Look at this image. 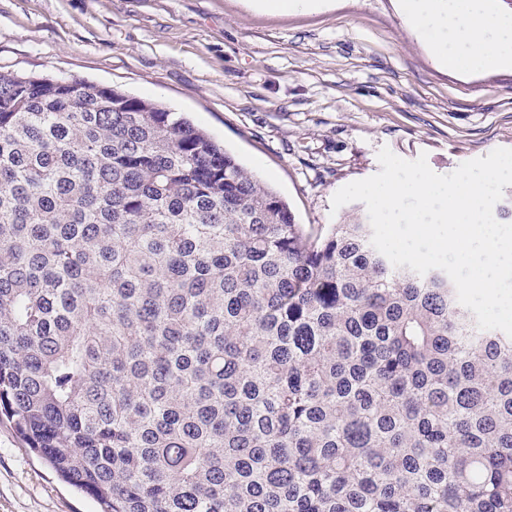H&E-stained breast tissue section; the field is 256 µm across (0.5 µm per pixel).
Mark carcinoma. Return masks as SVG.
Instances as JSON below:
<instances>
[{
    "label": "carcinoma",
    "instance_id": "1",
    "mask_svg": "<svg viewBox=\"0 0 512 512\" xmlns=\"http://www.w3.org/2000/svg\"><path fill=\"white\" fill-rule=\"evenodd\" d=\"M178 112L0 71V419L100 512H512V338Z\"/></svg>",
    "mask_w": 512,
    "mask_h": 512
}]
</instances>
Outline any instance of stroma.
<instances>
[{
    "label": "stroma",
    "instance_id": "stroma-1",
    "mask_svg": "<svg viewBox=\"0 0 512 512\" xmlns=\"http://www.w3.org/2000/svg\"><path fill=\"white\" fill-rule=\"evenodd\" d=\"M0 70L113 86L187 113L314 228L377 153L438 174L512 148V67L444 69L399 0L288 14L243 0H0ZM0 421V512H97Z\"/></svg>",
    "mask_w": 512,
    "mask_h": 512
}]
</instances>
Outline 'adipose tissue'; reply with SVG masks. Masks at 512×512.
<instances>
[{
	"label": "adipose tissue",
	"mask_w": 512,
	"mask_h": 512,
	"mask_svg": "<svg viewBox=\"0 0 512 512\" xmlns=\"http://www.w3.org/2000/svg\"><path fill=\"white\" fill-rule=\"evenodd\" d=\"M414 30L444 66L460 73L512 64V17L490 0H401Z\"/></svg>",
	"instance_id": "1"
}]
</instances>
